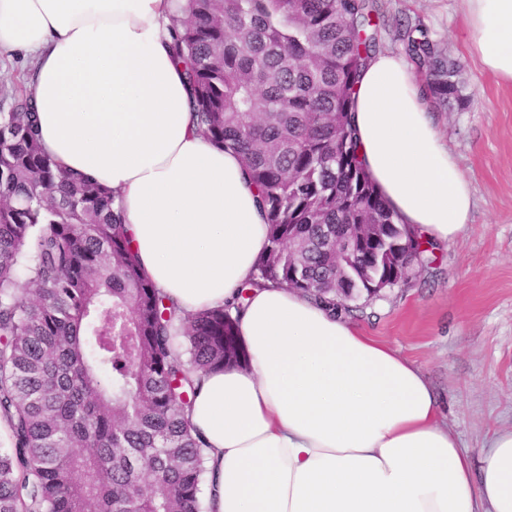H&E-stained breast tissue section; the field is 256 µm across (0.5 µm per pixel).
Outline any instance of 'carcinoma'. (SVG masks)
<instances>
[{
	"label": "carcinoma",
	"instance_id": "cac0c4a2",
	"mask_svg": "<svg viewBox=\"0 0 512 512\" xmlns=\"http://www.w3.org/2000/svg\"><path fill=\"white\" fill-rule=\"evenodd\" d=\"M174 58L196 130L234 150L259 193L269 246L233 302L184 314L136 261L112 190L43 151L30 89L0 111V512H201L194 376L247 362L232 310L286 286L334 312L336 231L365 248L414 237L359 159L356 86L379 52L377 0H187ZM400 40L430 95L463 102L460 63L418 27Z\"/></svg>",
	"mask_w": 512,
	"mask_h": 512
}]
</instances>
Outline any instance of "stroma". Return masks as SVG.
Listing matches in <instances>:
<instances>
[{
	"mask_svg": "<svg viewBox=\"0 0 512 512\" xmlns=\"http://www.w3.org/2000/svg\"><path fill=\"white\" fill-rule=\"evenodd\" d=\"M378 2L388 19L382 51L402 53L399 26H417L463 64L468 103H425L473 207L456 241L402 286L358 302L351 321L422 370L449 432L474 452L512 429V84L483 70L471 50L462 0Z\"/></svg>",
	"mask_w": 512,
	"mask_h": 512,
	"instance_id": "stroma-1",
	"label": "stroma"
}]
</instances>
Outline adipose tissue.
<instances>
[{
	"mask_svg": "<svg viewBox=\"0 0 512 512\" xmlns=\"http://www.w3.org/2000/svg\"><path fill=\"white\" fill-rule=\"evenodd\" d=\"M177 0H0V56L35 61L40 142L112 189L131 247L189 314L230 300L268 245L240 156L196 133L173 59ZM481 65L512 83V0H464ZM359 154L399 223L451 243L471 189L403 56L358 83ZM249 364L198 375L207 512H512V429L478 455L440 419L421 369L288 288L254 289L237 319Z\"/></svg>",
	"mask_w": 512,
	"mask_h": 512,
	"instance_id": "obj_1",
	"label": "adipose tissue"
}]
</instances>
